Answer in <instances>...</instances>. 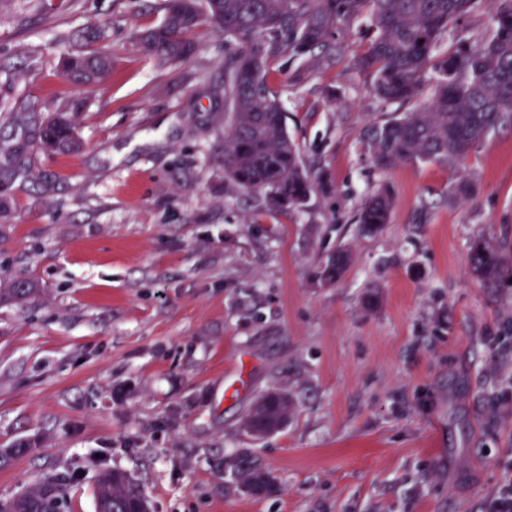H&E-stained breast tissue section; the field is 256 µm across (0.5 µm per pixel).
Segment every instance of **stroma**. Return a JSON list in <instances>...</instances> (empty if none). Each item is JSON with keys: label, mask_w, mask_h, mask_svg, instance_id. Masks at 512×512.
I'll return each instance as SVG.
<instances>
[{"label": "stroma", "mask_w": 512, "mask_h": 512, "mask_svg": "<svg viewBox=\"0 0 512 512\" xmlns=\"http://www.w3.org/2000/svg\"><path fill=\"white\" fill-rule=\"evenodd\" d=\"M162 0H0V98L44 112L78 100V152L38 156L0 214V498L64 476L67 512H95L103 469L129 475L153 512H483L512 459V288H485L467 256L512 240V128L454 171L381 172L363 129L401 113L352 66L353 24L332 60L278 57L267 83L316 185L304 211L272 213L224 168L229 113L212 86L236 46L209 24L187 59L148 56L135 32ZM95 31L109 78L59 74L68 33ZM388 224L360 234L380 185ZM340 281L322 268L337 246ZM267 390L294 411L277 432L241 420ZM254 450L278 490L241 493L225 456ZM350 261L351 254L347 248L337 249L323 270V278L331 283L339 281L345 274Z\"/></svg>", "instance_id": "1"}]
</instances>
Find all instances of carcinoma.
<instances>
[{
  "label": "carcinoma",
  "mask_w": 512,
  "mask_h": 512,
  "mask_svg": "<svg viewBox=\"0 0 512 512\" xmlns=\"http://www.w3.org/2000/svg\"><path fill=\"white\" fill-rule=\"evenodd\" d=\"M166 0L163 21L138 34L144 51L167 62L185 59L194 49L188 34L199 22H183ZM479 0H204L191 12L204 15L224 36L238 43L224 68V95L231 122L224 135V167L241 189L263 194L271 212L303 211L315 185L304 171L297 146L290 139L280 102L264 81L268 61L300 58L316 52L330 57L331 40L341 28L367 20L366 45L353 66L370 79L373 95L385 103L419 106L383 122L367 125L361 139L375 166L383 171L401 165L439 163L454 170L465 166L490 133L512 128V0H491L489 34L471 42L462 39L451 52L438 53L448 27L457 25ZM78 66L61 74L81 83L87 73L112 72V57L87 50L72 53ZM73 104L47 115L34 103L13 105L7 113L8 140L0 142V191L25 176L33 148L45 154L74 153L80 148L72 119ZM454 197L471 199L476 184L465 177ZM393 195L379 187L358 210L356 221L365 235L377 234L389 222ZM351 261L346 248L328 260L323 278L337 282ZM472 276L485 288L512 286V244L475 240L468 255ZM38 292L35 283L18 281L3 289L0 300L24 301ZM294 408L286 394L260 395L250 406L243 431L280 430ZM224 472L252 497L273 493L275 482L250 449L224 459ZM93 496L109 512H135L147 501L127 474L100 471ZM66 479L47 476L9 498L15 512H55L66 506Z\"/></svg>",
  "instance_id": "carcinoma-1"
}]
</instances>
